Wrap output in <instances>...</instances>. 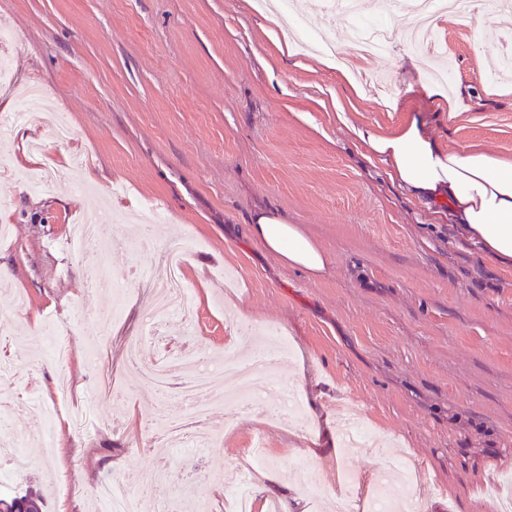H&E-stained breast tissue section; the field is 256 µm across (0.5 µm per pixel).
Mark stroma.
I'll return each instance as SVG.
<instances>
[{
  "instance_id": "obj_1",
  "label": "stroma",
  "mask_w": 512,
  "mask_h": 512,
  "mask_svg": "<svg viewBox=\"0 0 512 512\" xmlns=\"http://www.w3.org/2000/svg\"><path fill=\"white\" fill-rule=\"evenodd\" d=\"M298 2V16L276 25L253 0H0V25L14 35L0 57L15 77L0 85V310L24 303L20 321L0 329V360L15 363L0 394L57 402L63 379L85 403L102 376L118 390L92 403L95 422L81 436L60 405L53 455L27 441L24 476L1 495L34 487L46 512H94L99 484L114 477L166 512H226L224 493L259 436L268 459L254 474L256 503L336 512L343 501L368 512L382 463L339 439L352 410L389 456L423 470L424 512H497L493 493L512 478V264L485 256L447 214L399 187L349 129L385 132L415 117L441 146L512 159V71L499 70L512 37L488 19L477 44L474 20L442 18L441 52L399 41L368 56L347 40L343 15L327 17L326 0ZM295 25L330 26L351 78L322 53L284 42ZM442 55L463 111L430 93ZM53 107L71 143L37 122ZM21 126L44 148L36 163L17 158ZM87 169L96 181L84 180ZM108 194L122 225L92 264L66 237L72 222L102 217ZM260 210L300 225L326 251L321 277L282 265L251 238ZM175 240L189 246L192 322L155 325L133 278L155 271L159 248ZM116 277L131 287L114 320L111 290L92 283ZM56 321L74 324L62 367L35 341ZM254 338L283 351L260 411L227 404L211 413L217 448L148 435L166 400L128 364L129 340L146 358L171 341L184 360L241 358ZM288 390L300 408L284 425ZM162 459L164 475L151 484ZM300 464L316 474L320 501L299 494ZM209 473L224 479L182 497Z\"/></svg>"
}]
</instances>
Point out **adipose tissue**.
<instances>
[{"label":"adipose tissue","instance_id":"1","mask_svg":"<svg viewBox=\"0 0 512 512\" xmlns=\"http://www.w3.org/2000/svg\"><path fill=\"white\" fill-rule=\"evenodd\" d=\"M354 135L390 165L400 187L416 198L447 203L449 218L485 255L512 260V160L476 145L440 147L414 117L386 134L359 128ZM250 234L283 265L309 277L327 269L326 251L277 211L256 212Z\"/></svg>","mask_w":512,"mask_h":512}]
</instances>
